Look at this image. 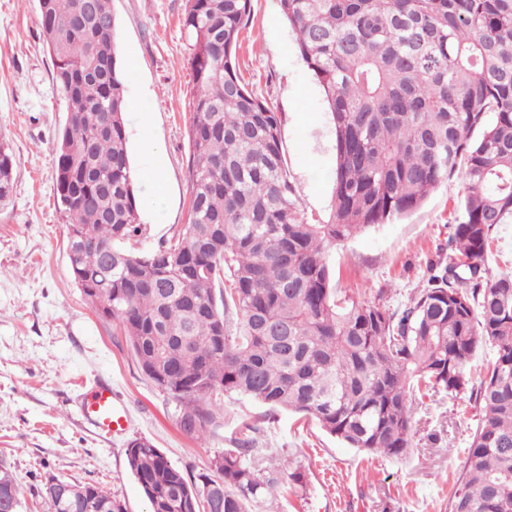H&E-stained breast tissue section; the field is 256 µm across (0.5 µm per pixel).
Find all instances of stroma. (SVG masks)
<instances>
[{"mask_svg": "<svg viewBox=\"0 0 512 512\" xmlns=\"http://www.w3.org/2000/svg\"><path fill=\"white\" fill-rule=\"evenodd\" d=\"M185 0H113L128 149L144 234L141 248L170 240L189 221L188 123L193 99ZM38 0H0V137L15 158V184L0 206V463L21 490L19 512H48L45 475L91 483L118 495L128 512L148 504L127 467L128 443L153 442L198 474L232 447L241 421L275 467L305 474L271 512H450L479 408L470 392L424 398L413 413L405 457L346 447L312 420L224 402V425L206 440L184 436L179 408L140 370L118 324L99 314L74 282L67 223L53 179L67 101L36 23ZM239 52L250 90L275 112L288 176L305 213L327 221L333 203L335 133L321 86L301 58L278 0H252ZM158 169L156 198L142 173ZM467 192L462 174L416 211L330 247L336 293L402 309L423 288L432 263L447 261L449 236ZM108 380L132 420L125 434L99 435L75 401L83 384Z\"/></svg>", "mask_w": 512, "mask_h": 512, "instance_id": "35a3bbf8", "label": "stroma"}]
</instances>
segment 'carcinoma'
I'll return each mask as SVG.
<instances>
[{
  "label": "carcinoma",
  "instance_id": "obj_1",
  "mask_svg": "<svg viewBox=\"0 0 512 512\" xmlns=\"http://www.w3.org/2000/svg\"><path fill=\"white\" fill-rule=\"evenodd\" d=\"M322 87L336 136L329 220L305 215L276 113L248 89L237 47L252 0H186L195 91L189 223L135 253L143 235L128 157L112 0H43L37 14L67 99L53 179L71 227L67 257L84 296L118 322L143 374L201 440L224 397L318 422L350 448L401 457L411 389L467 390L480 342L495 351L451 512H512V272L487 265L512 220V0H279ZM464 168L463 218L400 311L336 298L326 254L421 207ZM15 159L0 138V205ZM256 428L190 477L150 441L127 446L149 512H252L282 485ZM50 512H127L118 495L61 480Z\"/></svg>",
  "mask_w": 512,
  "mask_h": 512
}]
</instances>
